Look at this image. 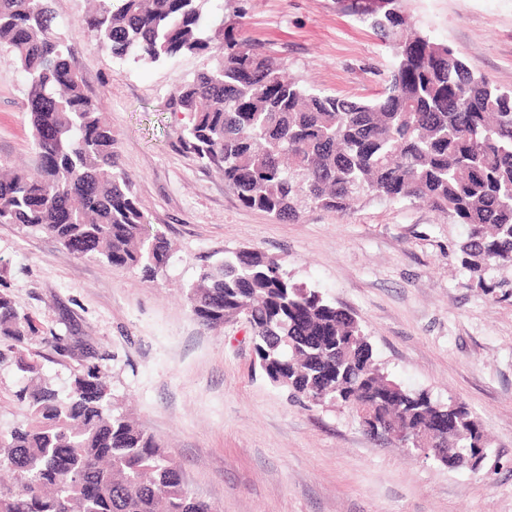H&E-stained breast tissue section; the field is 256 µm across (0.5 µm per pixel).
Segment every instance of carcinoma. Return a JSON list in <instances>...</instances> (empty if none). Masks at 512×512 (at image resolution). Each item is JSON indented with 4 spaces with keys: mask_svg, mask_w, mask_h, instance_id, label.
I'll list each match as a JSON object with an SVG mask.
<instances>
[{
    "mask_svg": "<svg viewBox=\"0 0 512 512\" xmlns=\"http://www.w3.org/2000/svg\"><path fill=\"white\" fill-rule=\"evenodd\" d=\"M210 2L98 0L84 29L119 60L213 53L215 64L174 91L170 105L189 115L181 148L218 168L243 205L290 222L310 208L345 212L364 197L426 201L468 226L462 265L480 286L488 270L512 266V89L411 31L400 0H387L360 13L393 48L384 87L372 99L327 94L234 27L215 41ZM0 51L24 74L38 157L35 172L0 176V224L45 233L79 258L156 275L170 246L149 233L50 0H0ZM186 298L208 329L244 319L262 372L310 407L337 403L356 417L368 408L412 435L446 411L451 469L489 448L464 402L443 403L386 375L355 316L297 285L275 256L241 249L205 268ZM35 330L1 293L0 345L18 351L17 367L32 379L39 367L19 347ZM15 396L26 413L0 431V469L13 475L0 484V512H214L97 367L76 374L64 396L45 380Z\"/></svg>",
    "mask_w": 512,
    "mask_h": 512,
    "instance_id": "carcinoma-1",
    "label": "carcinoma"
}]
</instances>
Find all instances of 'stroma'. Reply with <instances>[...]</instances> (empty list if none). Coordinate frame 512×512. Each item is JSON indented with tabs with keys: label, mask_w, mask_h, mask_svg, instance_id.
I'll list each match as a JSON object with an SVG mask.
<instances>
[{
	"label": "stroma",
	"mask_w": 512,
	"mask_h": 512,
	"mask_svg": "<svg viewBox=\"0 0 512 512\" xmlns=\"http://www.w3.org/2000/svg\"><path fill=\"white\" fill-rule=\"evenodd\" d=\"M52 7L149 230L167 239L171 257L149 279L0 224V292L33 319L27 353L43 377L64 394L74 374L97 366L215 512H512V268L477 283L460 262L466 225L425 203L365 198L295 222L245 207L179 147L187 116L169 96L211 64L210 53L121 63L81 27L90 0ZM401 7L475 75L512 87V0ZM209 18L211 29L236 26L290 75L333 95L373 97L393 63L391 46L345 0H212ZM24 93L14 57L0 52V166L32 170ZM243 248L279 256L294 282L352 312L403 387L465 402L491 442L482 470L449 469L374 439L344 407L307 406L262 374L245 325L200 326L184 288ZM55 336L63 350L51 346ZM21 383L12 355L0 354L2 431L23 418Z\"/></svg>",
	"instance_id": "stroma-1"
}]
</instances>
